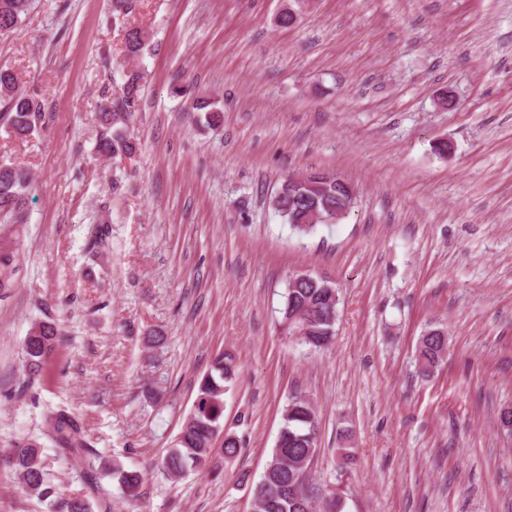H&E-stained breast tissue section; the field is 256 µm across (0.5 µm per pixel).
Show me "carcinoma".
Wrapping results in <instances>:
<instances>
[{
  "mask_svg": "<svg viewBox=\"0 0 512 512\" xmlns=\"http://www.w3.org/2000/svg\"><path fill=\"white\" fill-rule=\"evenodd\" d=\"M32 0H0V35L17 29L31 8ZM151 34L140 28L125 30V52L138 57L148 49ZM140 98L138 78L134 75L121 86L119 97L106 101L100 112L109 133L100 137L97 152L102 156H130L136 151L126 129L128 113L135 110ZM42 105L35 98L18 91L13 73L0 69V124L17 139L31 136L38 128ZM326 189L317 195H304L288 185H281L286 196L271 198L270 205L294 232L301 236L311 234L314 213L335 217L333 209L344 205L350 184L327 182ZM30 173L15 163H0V224H23L27 220ZM17 268L14 252L0 250V289L12 286ZM324 281H303L288 289L280 309L279 325L290 324V329L306 328L302 343L315 350L326 348L333 339L339 297L330 296L323 288ZM57 328L50 322L35 324L25 340L26 368L35 374L41 372L46 359L55 348ZM446 339L438 329H430L421 336L417 347V361L423 372H428L442 360ZM240 368L236 357L226 352L217 356L199 382L198 393L190 413L173 440L163 461V471L177 479L190 471L202 469L214 452V439L221 430L224 395L237 384ZM57 448L66 453L75 447H87L77 419L64 408L48 409L45 415ZM284 441L273 448L271 458L260 480L252 485L253 512H335L336 500L316 504L309 494L310 478L305 471L318 452V418L311 401L296 395L288 401L283 412ZM14 475L19 486L28 494L49 501L54 512H93L91 502L81 495L66 496L53 489L43 472L40 445L28 442L14 452ZM112 475L118 476L122 493L136 499L141 495L143 474L127 471L119 464L112 465Z\"/></svg>",
  "mask_w": 512,
  "mask_h": 512,
  "instance_id": "obj_1",
  "label": "carcinoma"
}]
</instances>
